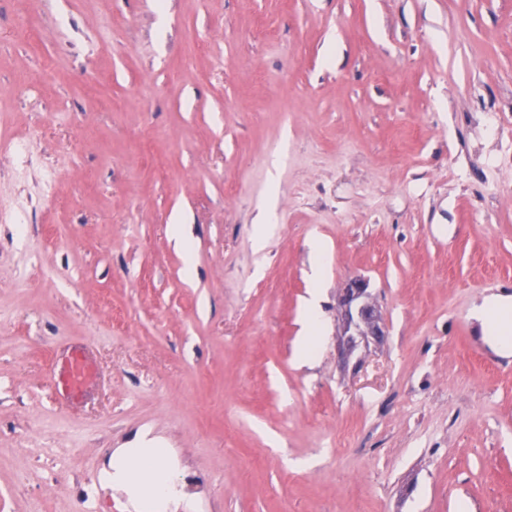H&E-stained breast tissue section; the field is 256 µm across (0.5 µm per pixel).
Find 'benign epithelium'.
<instances>
[{
	"label": "benign epithelium",
	"instance_id": "1",
	"mask_svg": "<svg viewBox=\"0 0 512 512\" xmlns=\"http://www.w3.org/2000/svg\"><path fill=\"white\" fill-rule=\"evenodd\" d=\"M343 345L351 348L352 336L364 339L381 340L386 336V330L381 322L378 306L366 283L360 279L352 281L344 289L341 298Z\"/></svg>",
	"mask_w": 512,
	"mask_h": 512
}]
</instances>
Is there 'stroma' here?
I'll list each match as a JSON object with an SVG mask.
<instances>
[{
  "mask_svg": "<svg viewBox=\"0 0 512 512\" xmlns=\"http://www.w3.org/2000/svg\"><path fill=\"white\" fill-rule=\"evenodd\" d=\"M357 278L387 336L349 354ZM494 293L512 0H0V512H127L109 460L158 446L178 512H512ZM75 342L105 376L80 408ZM310 248L313 257L311 277L315 288L312 289L304 304L305 328L312 333L311 335H304L299 345L300 359L304 364L311 363L317 357V349L312 342V335L317 331L319 324L320 288L323 283V258L326 251L325 244L321 239L313 240ZM512 309V296L495 294L486 297L473 310V318L480 323L482 330L491 344L501 353L508 354L511 345L488 336H507L508 327L505 323L493 318L495 312H507ZM96 357L87 345L68 347L55 363V396L63 397L70 406H79L89 399L98 385Z\"/></svg>",
  "mask_w": 512,
  "mask_h": 512,
  "instance_id": "obj_1",
  "label": "stroma"
}]
</instances>
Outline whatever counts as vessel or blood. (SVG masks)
Instances as JSON below:
<instances>
[{
	"label": "vessel or blood",
	"instance_id": "b4317fda",
	"mask_svg": "<svg viewBox=\"0 0 512 512\" xmlns=\"http://www.w3.org/2000/svg\"><path fill=\"white\" fill-rule=\"evenodd\" d=\"M55 393L71 406L89 399L98 385L99 370L96 357L87 345L68 347L55 363Z\"/></svg>",
	"mask_w": 512,
	"mask_h": 512
}]
</instances>
